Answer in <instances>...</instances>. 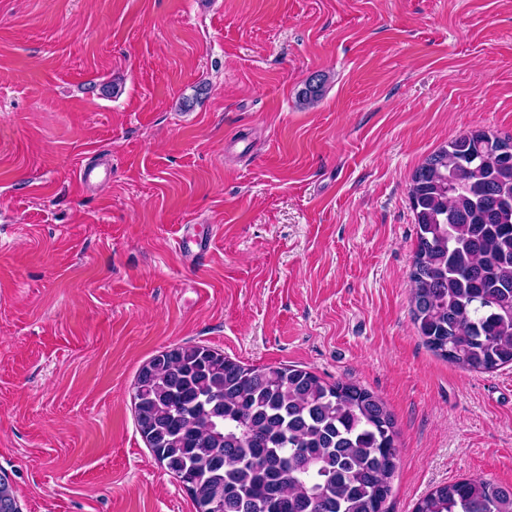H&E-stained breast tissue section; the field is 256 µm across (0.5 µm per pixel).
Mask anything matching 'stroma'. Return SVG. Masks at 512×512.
<instances>
[{
    "mask_svg": "<svg viewBox=\"0 0 512 512\" xmlns=\"http://www.w3.org/2000/svg\"><path fill=\"white\" fill-rule=\"evenodd\" d=\"M472 130L512 136V0H0V469L22 512H195L132 403L187 341L379 395L387 512L512 486V367L435 356L410 313L411 178ZM87 164L108 176L84 186Z\"/></svg>",
    "mask_w": 512,
    "mask_h": 512,
    "instance_id": "1",
    "label": "stroma"
}]
</instances>
